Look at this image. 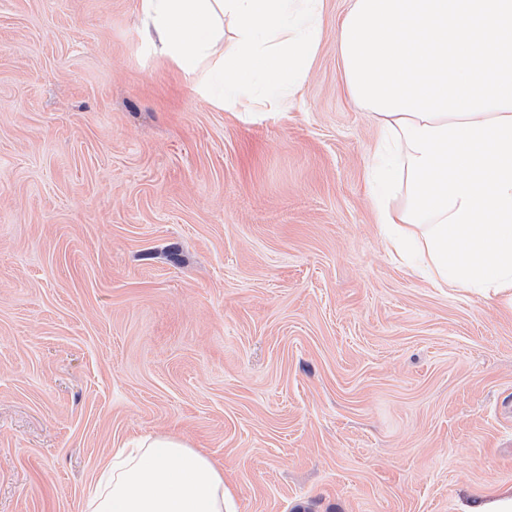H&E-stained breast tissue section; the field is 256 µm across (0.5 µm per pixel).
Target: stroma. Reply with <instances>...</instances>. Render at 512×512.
Returning a JSON list of instances; mask_svg holds the SVG:
<instances>
[{
  "label": "stroma",
  "mask_w": 512,
  "mask_h": 512,
  "mask_svg": "<svg viewBox=\"0 0 512 512\" xmlns=\"http://www.w3.org/2000/svg\"><path fill=\"white\" fill-rule=\"evenodd\" d=\"M324 0L285 112L212 106L138 0H0V512H87L175 435L232 512H463L512 491V309L377 224Z\"/></svg>",
  "instance_id": "stroma-1"
}]
</instances>
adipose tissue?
I'll list each match as a JSON object with an SVG mask.
<instances>
[{
    "instance_id": "obj_1",
    "label": "adipose tissue",
    "mask_w": 512,
    "mask_h": 512,
    "mask_svg": "<svg viewBox=\"0 0 512 512\" xmlns=\"http://www.w3.org/2000/svg\"><path fill=\"white\" fill-rule=\"evenodd\" d=\"M323 2L138 7L148 48L214 106L285 112L313 66ZM336 53L379 125L371 195L390 252L434 287L512 307V0H349ZM87 500L89 512H230L223 470L168 435L113 449Z\"/></svg>"
}]
</instances>
